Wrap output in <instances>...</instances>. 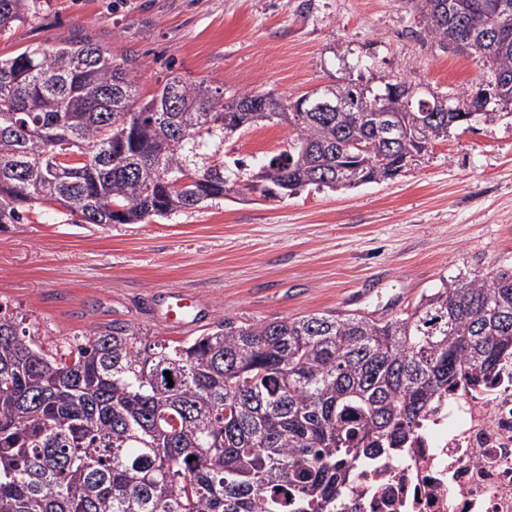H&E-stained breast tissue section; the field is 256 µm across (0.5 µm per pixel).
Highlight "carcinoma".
I'll return each instance as SVG.
<instances>
[{"mask_svg": "<svg viewBox=\"0 0 512 512\" xmlns=\"http://www.w3.org/2000/svg\"><path fill=\"white\" fill-rule=\"evenodd\" d=\"M483 2L407 0L427 36L484 63L487 88L446 112L415 93L389 145L377 109L412 86L339 85L352 107L288 113L296 137L261 162V187L220 155L226 135L274 121L251 92L225 102L173 76L144 100L138 57L88 40L0 58V228L26 205L139 224L245 190L392 179L451 128L500 118L487 91L512 105V81L498 80L512 75V0ZM30 14L31 0H0V29ZM487 26L507 40L491 47ZM368 142L378 153L357 147ZM188 172L202 182L172 188ZM24 321L0 304V512H341L359 466L409 447L458 385L483 390L512 364V268L444 280L387 319L226 317L178 345L114 320L58 356Z\"/></svg>", "mask_w": 512, "mask_h": 512, "instance_id": "carcinoma-1", "label": "carcinoma"}]
</instances>
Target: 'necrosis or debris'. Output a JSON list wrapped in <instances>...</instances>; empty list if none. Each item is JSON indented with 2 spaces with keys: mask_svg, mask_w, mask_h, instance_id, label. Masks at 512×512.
<instances>
[{
  "mask_svg": "<svg viewBox=\"0 0 512 512\" xmlns=\"http://www.w3.org/2000/svg\"><path fill=\"white\" fill-rule=\"evenodd\" d=\"M347 512H512V369L456 390L412 448L363 466Z\"/></svg>",
  "mask_w": 512,
  "mask_h": 512,
  "instance_id": "obj_1",
  "label": "necrosis or debris"
}]
</instances>
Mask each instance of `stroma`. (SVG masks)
Masks as SVG:
<instances>
[{
	"label": "stroma",
	"instance_id": "stroma-1",
	"mask_svg": "<svg viewBox=\"0 0 512 512\" xmlns=\"http://www.w3.org/2000/svg\"><path fill=\"white\" fill-rule=\"evenodd\" d=\"M77 35L138 55L144 97L175 75L228 98L291 100L396 79L454 96L488 81L477 58L426 36L405 0H33L28 20L0 31V57ZM293 135L274 122L239 130L226 137L224 159L256 165ZM510 266L512 114L451 130L381 184L308 186L284 199L231 194L109 227L48 203L0 230V302L61 355L115 319L175 343L227 316H390L443 280ZM171 292L196 302L179 332L159 310Z\"/></svg>",
	"mask_w": 512,
	"mask_h": 512
}]
</instances>
